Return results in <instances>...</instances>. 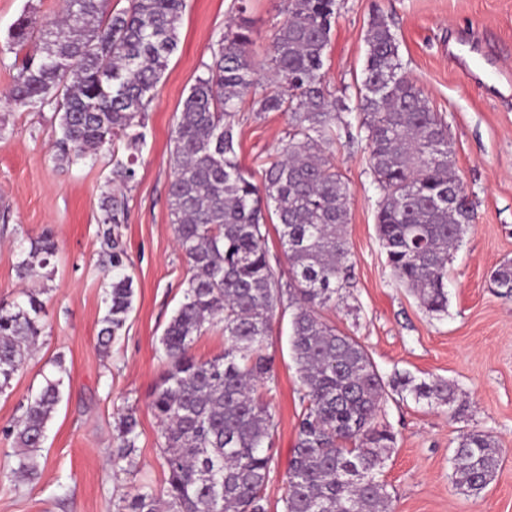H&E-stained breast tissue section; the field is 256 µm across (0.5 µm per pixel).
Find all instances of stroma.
<instances>
[{"label":"stroma","instance_id":"35a3bbf8","mask_svg":"<svg viewBox=\"0 0 512 512\" xmlns=\"http://www.w3.org/2000/svg\"><path fill=\"white\" fill-rule=\"evenodd\" d=\"M63 0H0V301H24L43 289L45 330L36 352L0 395V512H118L121 498L147 484L163 486L166 471L158 424L148 403L165 363L159 338L184 299L188 268L175 242L168 209L171 132L185 97L212 61L228 19L245 15L260 71L270 68L276 30L288 0H186L179 42L147 112V144L127 196L122 226L134 301L121 338L97 343L106 313L99 202L108 191L111 156L93 164L60 161L53 107L20 108L9 100L16 55L9 33L21 14L57 17ZM326 51L325 82L332 95L355 87L365 63L364 41L373 14L395 34L405 72L424 90L448 125L457 173L476 207V220L448 265V311H427L391 274L376 230L381 190L370 169L363 135L341 136L332 161L350 198L349 284L325 317L355 336L384 378L410 375L454 384L465 410L391 395L378 417L393 433L381 473L391 512H512V297L492 288L495 266L512 259V99H491L448 58L460 40L481 44L512 68V0H337ZM238 160L262 179V162L288 143V116L255 115L250 100L235 118ZM51 235L58 252L50 280H21L20 242ZM291 311L277 310L269 338L272 379L261 393L273 414L274 459L265 496L269 512H283L286 471L302 412L290 344ZM62 360V399L47 425L42 472L14 481L13 439L3 431ZM139 421L140 470L131 475L109 461L115 424L126 408ZM492 433L502 449L494 481L476 498L452 483V456L462 434Z\"/></svg>","mask_w":512,"mask_h":512}]
</instances>
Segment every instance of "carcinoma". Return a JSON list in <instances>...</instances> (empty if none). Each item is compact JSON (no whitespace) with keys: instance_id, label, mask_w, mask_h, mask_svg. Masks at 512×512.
Returning <instances> with one entry per match:
<instances>
[{"instance_id":"obj_1","label":"carcinoma","mask_w":512,"mask_h":512,"mask_svg":"<svg viewBox=\"0 0 512 512\" xmlns=\"http://www.w3.org/2000/svg\"><path fill=\"white\" fill-rule=\"evenodd\" d=\"M105 2L66 0L60 21L40 24L26 14L17 20L9 44L22 58L11 100L19 107L55 108L60 159L71 164L124 148L127 158L115 160L110 182L126 187L137 176L146 112L177 49L186 0H130L128 9L107 15ZM336 18V0H288V17L272 41V90L257 78L251 28L240 19L216 41L212 63L183 101L171 134L168 206L189 277L184 302L160 337L165 369L150 394L166 485L136 488L121 512H268L264 490L274 422L258 387L272 378L268 339L284 304L293 309L290 345L303 410L288 461L284 512H389L391 494L380 475L394 437L377 421L388 390L438 407L456 401L442 379L385 381L363 345L322 315L347 287L349 271V188L330 150L340 136L341 113L351 107L330 94L323 72ZM38 25L43 43L30 51ZM365 42L356 109L382 191L378 237L396 281L426 310L445 313L448 263L475 221V206L468 195H457L461 181L448 126L404 72L383 16L371 18ZM247 96L258 113H288L291 126L288 146L264 161L260 185L235 148L234 118ZM99 209L102 250L112 267L97 336L106 351L125 327L134 289L124 273V193H104ZM270 209L288 263L286 282L266 247ZM56 253L49 236L31 242L21 251L19 277L49 278ZM490 279L501 295L512 296V261L493 269ZM43 293L31 289L26 301L0 305L1 394L42 335ZM207 324L224 325V354L199 361L191 349ZM62 385L60 377H44L7 429L21 448L11 469L18 481L41 473L40 448ZM115 431L112 463L134 473V410L121 414ZM499 462L495 436L466 433L453 455V481L478 497Z\"/></svg>"}]
</instances>
